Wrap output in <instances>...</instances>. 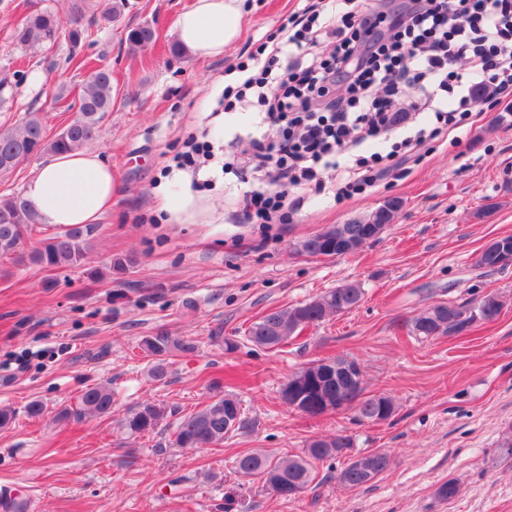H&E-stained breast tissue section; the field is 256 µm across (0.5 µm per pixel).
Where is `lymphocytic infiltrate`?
I'll return each instance as SVG.
<instances>
[{"instance_id":"1","label":"lymphocytic infiltrate","mask_w":512,"mask_h":512,"mask_svg":"<svg viewBox=\"0 0 512 512\" xmlns=\"http://www.w3.org/2000/svg\"><path fill=\"white\" fill-rule=\"evenodd\" d=\"M331 37V54L320 50ZM466 70H457L458 62ZM240 90H225L232 111L244 90L277 84L242 142L235 170L247 184L244 217L283 224L304 184L324 190L321 169L336 168V199L374 188L383 157L351 158L372 140H392L388 156L420 157L427 139L460 125L467 113L512 101V0H306L260 70L238 63ZM346 94L337 97V85ZM418 89L414 111L432 109L429 132L399 137L403 86Z\"/></svg>"}]
</instances>
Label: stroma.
Here are the masks:
<instances>
[{
    "instance_id": "1",
    "label": "stroma",
    "mask_w": 512,
    "mask_h": 512,
    "mask_svg": "<svg viewBox=\"0 0 512 512\" xmlns=\"http://www.w3.org/2000/svg\"><path fill=\"white\" fill-rule=\"evenodd\" d=\"M191 0H128L119 22L85 15L88 35L67 33L35 51L16 45L28 7L70 21L71 0H0V127L27 113L58 133L90 64L112 72V110L95 148L117 174L112 211L91 225L92 265L129 255L126 273L89 278L84 268H45L0 259V406L15 409L0 427V501L21 498L26 512H512V266L493 272L474 261L494 238L512 234V102L475 112L447 140L429 142L420 161L391 173L376 189L343 201L307 193L278 234L235 224L246 187L220 174L192 180L167 172L184 140L219 131L224 153L256 118L253 104L217 118L212 100L228 67L273 40L302 0H242L236 47L200 61L172 52V25ZM150 24L155 40L129 51L128 29ZM185 195L180 223L168 221L163 195ZM396 197L393 223L360 251L304 254L308 236L359 219ZM347 282L364 295L279 350L245 341L265 312L294 306ZM503 302L498 319L462 335L420 341L409 321L439 302L463 304L484 294ZM159 329L196 340L191 355L171 357L155 380L140 348ZM239 338L226 352L223 339ZM347 357L360 364L366 394L386 393L388 421H359L345 408L310 417L288 407L281 388L313 361ZM111 383L110 414L59 419L83 391ZM236 394L250 425L216 448L173 447L180 419L217 393ZM40 401L43 414L25 413ZM151 403L164 418L150 436L133 438L120 421ZM352 436L357 453L384 451L392 464L372 483L349 488L336 463H317L316 482L291 500L264 491L232 470L234 459L262 451L297 454L308 441ZM456 479L458 496L436 498Z\"/></svg>"
}]
</instances>
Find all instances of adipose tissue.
<instances>
[{"instance_id": "adipose-tissue-1", "label": "adipose tissue", "mask_w": 512, "mask_h": 512, "mask_svg": "<svg viewBox=\"0 0 512 512\" xmlns=\"http://www.w3.org/2000/svg\"><path fill=\"white\" fill-rule=\"evenodd\" d=\"M245 24L242 0H193L173 25L176 42L198 60L223 57L240 39ZM119 183L98 151L82 149L54 156L25 185L23 198L47 224H92L112 210Z\"/></svg>"}]
</instances>
